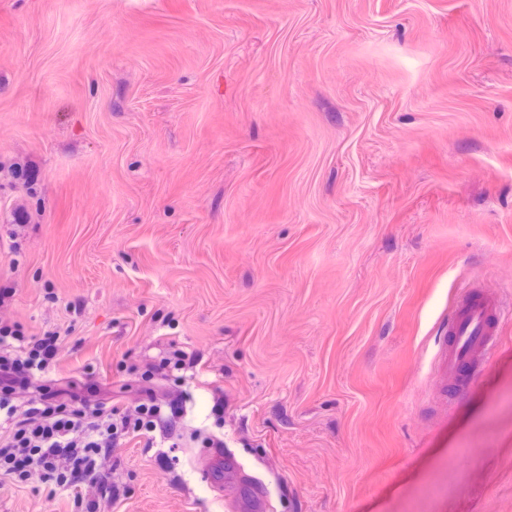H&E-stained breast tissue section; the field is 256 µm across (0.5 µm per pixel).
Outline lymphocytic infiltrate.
<instances>
[{
    "instance_id": "obj_1",
    "label": "lymphocytic infiltrate",
    "mask_w": 512,
    "mask_h": 512,
    "mask_svg": "<svg viewBox=\"0 0 512 512\" xmlns=\"http://www.w3.org/2000/svg\"><path fill=\"white\" fill-rule=\"evenodd\" d=\"M60 351L57 335L27 336L0 321V475L37 483L50 498L72 493L81 512H103L118 494L113 447L129 432L163 427L164 415L149 391L127 411L52 388L43 378Z\"/></svg>"
}]
</instances>
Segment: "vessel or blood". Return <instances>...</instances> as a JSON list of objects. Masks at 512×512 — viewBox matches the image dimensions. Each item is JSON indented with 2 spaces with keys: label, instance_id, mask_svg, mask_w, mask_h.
I'll return each mask as SVG.
<instances>
[{
  "label": "vessel or blood",
  "instance_id": "vessel-or-blood-1",
  "mask_svg": "<svg viewBox=\"0 0 512 512\" xmlns=\"http://www.w3.org/2000/svg\"><path fill=\"white\" fill-rule=\"evenodd\" d=\"M503 317L501 302L495 292L474 284L456 301L448 315V344L440 357V368L453 378L451 397L464 395L487 365L498 342ZM224 451L209 449L204 475L212 487H220Z\"/></svg>",
  "mask_w": 512,
  "mask_h": 512
}]
</instances>
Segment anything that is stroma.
Listing matches in <instances>:
<instances>
[{
  "label": "stroma",
  "mask_w": 512,
  "mask_h": 512,
  "mask_svg": "<svg viewBox=\"0 0 512 512\" xmlns=\"http://www.w3.org/2000/svg\"><path fill=\"white\" fill-rule=\"evenodd\" d=\"M472 282L512 306V0H0V317L52 387L190 397L109 512H512V320L439 368ZM198 358L195 354H187L184 351L175 350L169 356L162 357L149 367V373L153 377L168 378L174 370H189L197 366ZM210 448L206 452V465L203 469L205 478L211 486H221L222 470L224 468V441L219 438H210Z\"/></svg>",
  "instance_id": "1"
}]
</instances>
